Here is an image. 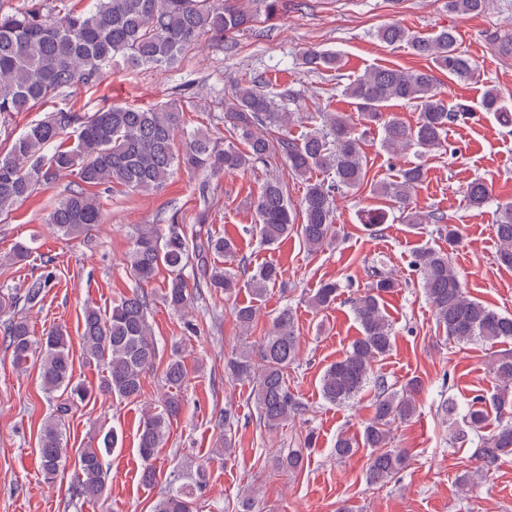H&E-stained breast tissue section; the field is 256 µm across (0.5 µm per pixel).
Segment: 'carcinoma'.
Masks as SVG:
<instances>
[{"mask_svg": "<svg viewBox=\"0 0 512 512\" xmlns=\"http://www.w3.org/2000/svg\"><path fill=\"white\" fill-rule=\"evenodd\" d=\"M488 0H448V11L469 15L486 9ZM254 15L236 0H90L76 10L68 0L30 3L0 10V119L25 112L36 102L54 98L67 89L93 85L103 70L121 66L137 71L170 67L190 49L199 37L207 35L217 47L224 39L252 26ZM388 44L404 42L413 54L429 60L438 70L460 81L474 77L475 62L458 47L455 31L443 29L422 37L398 24L379 32ZM302 64L314 72L336 68V53L307 47L300 53ZM343 94L353 100L358 119L346 112L317 107L313 112H292L284 102L295 100L294 92L262 90L255 79L235 85L224 99V130L231 141L220 146L218 135L198 129L186 134L183 150L175 147L182 128L183 107L176 103L141 108L112 104L91 116L71 109L50 112L30 124L13 142L8 153H0V215H6L25 200L37 183L50 181L65 172L76 173L80 184L69 191L48 215L47 223L64 237L78 236L103 223L100 196L86 192L85 186L110 189L123 185L140 192L163 186L175 169L207 171L212 174L267 166L280 159L292 176L305 184L299 210H294L282 182L268 179L256 201L255 230L260 244H278L296 230L310 252L327 248L334 232L335 198L360 188L367 176L356 122L366 128L381 129L382 147L391 155L410 148L419 154L443 147L444 135L454 123L473 115L471 107L458 102L450 107L437 90V79L428 70L374 67L350 81ZM391 102L414 106L419 117L411 127L385 113ZM482 111L503 124L512 123V107L494 87L487 88L480 101ZM307 123L298 136L288 127ZM322 172L326 177L318 179ZM424 177V168L409 164L396 178L377 187L380 196L397 204L408 224L432 219L411 206L412 193ZM466 200L480 209L490 202L486 184L475 179L466 188ZM301 220L295 224V220ZM495 232L502 263L512 267V202L497 205ZM233 259L236 242L229 238H204L201 231L189 236L178 224L163 229L158 224H138L132 234L127 272L135 290L101 312L88 308L82 322V339L89 358L104 366L103 391L123 401L141 396L145 375L159 357L158 343L149 323L150 298L145 287L159 267L170 271L162 299L171 309L186 312L207 292L230 296L239 288V275L233 268L217 266L212 255ZM412 266L421 276V287L431 304L437 327L448 341L504 342L512 340V316L503 315L467 297L458 272L448 255L430 248L413 253ZM191 269L193 285L185 270ZM281 278L280 268L266 263L247 279L252 299L260 300ZM398 286L392 274L373 270L369 289L353 300V313L361 331L344 355L331 363L320 378L325 401L345 404L366 387L375 389L374 413L364 423L360 436L340 433L336 437V458L345 459L359 448H369L365 470L370 485L390 482L407 462L405 452L390 447L392 427L410 419L416 411L415 395L422 383L413 377L400 387L372 372V363L386 356L393 347L394 332L381 295ZM46 281L35 279L22 292L0 299V308H31L44 296ZM339 285L327 281L309 297V306L321 311L335 300ZM258 313L254 304L234 307L237 324L249 329ZM7 347L18 367L33 361L39 366L43 391L52 395L67 393L69 402H83L89 391L72 383V361L68 336L55 328L37 339L27 320L6 323ZM299 336L295 317L288 307L273 319L268 332L224 361V376L251 386L257 420L269 429H279L299 420L309 407L288 385V371L297 362ZM493 392L472 398L466 426L475 431L477 443L472 458L475 471L459 478L463 487L475 478L487 480L503 460L512 455V352L499 354L492 362ZM165 394L160 409L146 410L138 429V451L146 462L143 482L151 485L156 470L151 464L158 448L170 432L172 421L182 410L179 394L187 381L181 347L173 345L163 370ZM494 410L498 424L487 428L488 410ZM69 407L59 406L43 423L38 452L46 479L58 475L67 449L63 445L64 417ZM240 417L230 407L219 415L222 447L217 454L231 458ZM118 438L108 432L100 448L75 451V479L71 495L98 499L107 491L104 456L116 447ZM308 455L301 448L277 452V468L298 473ZM202 481L183 483L164 492L153 512H197L196 491Z\"/></svg>", "mask_w": 512, "mask_h": 512, "instance_id": "1", "label": "carcinoma"}]
</instances>
